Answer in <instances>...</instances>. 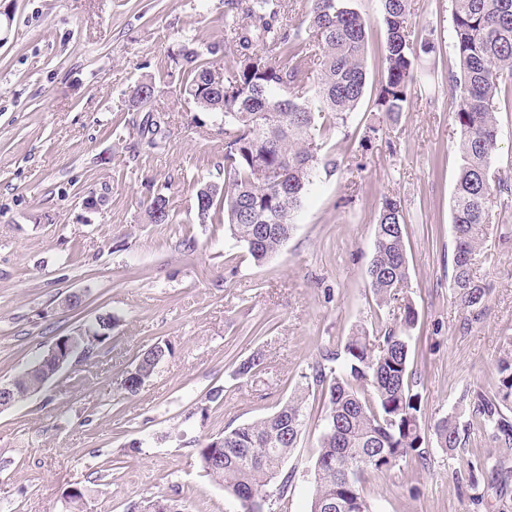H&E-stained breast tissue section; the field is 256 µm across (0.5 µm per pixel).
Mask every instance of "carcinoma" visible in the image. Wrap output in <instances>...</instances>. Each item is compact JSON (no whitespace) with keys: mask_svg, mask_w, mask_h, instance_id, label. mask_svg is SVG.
<instances>
[{"mask_svg":"<svg viewBox=\"0 0 512 512\" xmlns=\"http://www.w3.org/2000/svg\"><path fill=\"white\" fill-rule=\"evenodd\" d=\"M218 19L223 36L202 46L193 40L173 53L179 90L197 108L224 115V180L197 179L195 212L200 224H222L254 261L272 258L286 244L306 194L315 185L322 143L318 132L343 127L364 94L367 20L346 0H310L297 24L284 16L283 0H224ZM386 29L384 74L377 110L395 119L416 88L417 51L431 49L411 35L407 0H382ZM454 50L458 71L449 83L459 99L455 111L461 165L452 200L454 250L451 285L458 304L480 314L488 289L473 274L486 248V203L498 196L512 208V188L491 184L490 163L497 147L496 104L512 96V0H452ZM236 51L230 67L224 50ZM321 55L319 72L302 65ZM315 91L318 106L308 101ZM157 85L141 82L132 91L130 111L145 112L139 134L155 147L161 118L151 115ZM151 224H172L169 198L156 193L146 207ZM400 201L387 197L375 227L368 287L381 305L396 302L399 321L355 329L342 352H328L302 375L304 382L269 416L224 429L198 442L205 475L224 487L240 512H264L267 492L278 483L279 506L288 508L293 475L283 472L304 427L306 396L320 393L325 409L319 451L313 463L310 512H371L364 480L407 460L424 466L430 452L421 421L416 373L409 356L417 311L406 293L409 267ZM170 354L156 343L135 359L136 374L124 380L137 394ZM264 355L242 360L236 375L255 373ZM497 385L479 394L471 418H439L433 432L438 447L454 452L474 430L493 429L506 453L512 452V357L497 362Z\"/></svg>","mask_w":512,"mask_h":512,"instance_id":"cac0c4a2","label":"carcinoma"}]
</instances>
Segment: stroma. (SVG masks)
I'll list each match as a JSON object with an SVG mask.
<instances>
[{"mask_svg": "<svg viewBox=\"0 0 512 512\" xmlns=\"http://www.w3.org/2000/svg\"><path fill=\"white\" fill-rule=\"evenodd\" d=\"M349 4L369 23L364 96L346 127L324 135L333 165L320 170L288 242L258 264L223 225L196 219L195 179H224L222 115L199 111L161 80L178 43L220 36L224 0H0V383L96 316L119 318L89 358L0 411V512H61L63 492L77 484L90 490L88 512H127L154 496L192 512H237L202 473L196 443L274 412L356 326L394 322L367 285L388 197L400 200L406 222L418 313L410 365L431 461L369 474L372 512H512V479L475 489L465 480L477 456L512 469L492 433H471L450 455L433 433L441 416L468 417L474 393L496 386V360L512 356V209L489 211V252L474 266L488 295L476 322L466 323L451 286L460 166L451 0H407L413 39L435 49L418 54L417 90L394 121L374 105L382 2ZM152 77L166 120L162 149L140 140L139 115L128 110L133 87ZM497 122L491 171L512 183L511 98L499 99ZM159 192L175 223L147 222ZM72 294L80 306L66 305ZM158 341L170 355L128 394L132 361ZM258 349L255 375L236 376ZM217 387L223 400L207 403ZM305 414L284 465L295 475L288 512H309L319 396Z\"/></svg>", "mask_w": 512, "mask_h": 512, "instance_id": "35a3bbf8", "label": "stroma"}]
</instances>
